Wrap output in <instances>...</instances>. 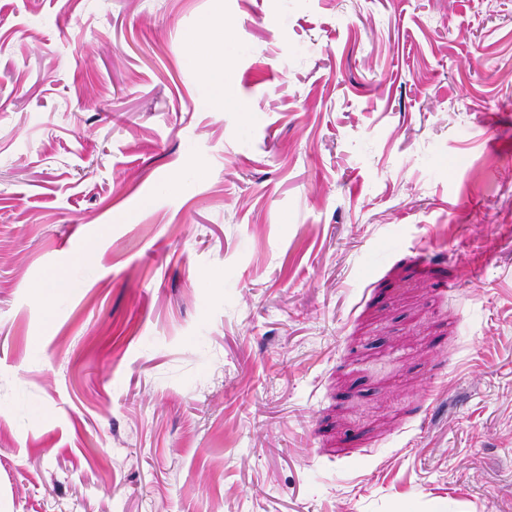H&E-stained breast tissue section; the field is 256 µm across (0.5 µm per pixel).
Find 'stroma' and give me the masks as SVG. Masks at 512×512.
<instances>
[{
	"label": "stroma",
	"mask_w": 512,
	"mask_h": 512,
	"mask_svg": "<svg viewBox=\"0 0 512 512\" xmlns=\"http://www.w3.org/2000/svg\"><path fill=\"white\" fill-rule=\"evenodd\" d=\"M0 512H512V0H0Z\"/></svg>",
	"instance_id": "1"
}]
</instances>
